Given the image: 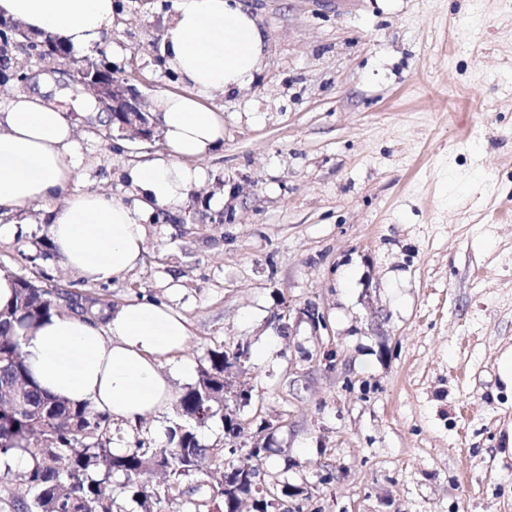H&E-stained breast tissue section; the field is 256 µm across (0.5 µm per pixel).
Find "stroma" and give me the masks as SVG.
Masks as SVG:
<instances>
[{
	"instance_id": "obj_1",
	"label": "stroma",
	"mask_w": 512,
	"mask_h": 512,
	"mask_svg": "<svg viewBox=\"0 0 512 512\" xmlns=\"http://www.w3.org/2000/svg\"><path fill=\"white\" fill-rule=\"evenodd\" d=\"M264 30L248 88L214 92L224 141L199 160L184 215L157 209L142 263L94 284L50 252L44 209L0 214V270L105 305L143 296L181 313L188 375L168 404L113 424L117 446L166 445L211 349L249 347L237 380L245 446L302 512H512V0H241ZM94 46L35 66L31 91L73 108L70 189L132 204L162 133L105 137L61 72L107 57L152 110L185 93L163 36L176 0H115ZM323 313L312 329L307 306ZM332 483H323L326 473ZM219 470L152 512H196Z\"/></svg>"
}]
</instances>
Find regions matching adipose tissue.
Returning a JSON list of instances; mask_svg holds the SVG:
<instances>
[{
    "label": "adipose tissue",
    "instance_id": "adipose-tissue-1",
    "mask_svg": "<svg viewBox=\"0 0 512 512\" xmlns=\"http://www.w3.org/2000/svg\"><path fill=\"white\" fill-rule=\"evenodd\" d=\"M0 16L73 48L98 42L114 20L112 0H0ZM264 47L257 18L240 0H177L164 52L189 91L155 99L168 156L139 168L131 206L68 192L79 165L72 118L39 95H15L0 108V208L42 205L59 261L87 280L105 283L135 269L146 251L145 223L159 207L181 212L204 177L196 160L224 141V115L204 97L253 83ZM188 336L182 316L144 300L113 307L103 321L54 314L28 335L23 351L43 391L135 424L170 399L161 366L184 351Z\"/></svg>",
    "mask_w": 512,
    "mask_h": 512
}]
</instances>
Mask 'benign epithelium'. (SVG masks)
Masks as SVG:
<instances>
[{"instance_id": "benign-epithelium-1", "label": "benign epithelium", "mask_w": 512, "mask_h": 512, "mask_svg": "<svg viewBox=\"0 0 512 512\" xmlns=\"http://www.w3.org/2000/svg\"><path fill=\"white\" fill-rule=\"evenodd\" d=\"M67 79L80 84L92 91L98 107L112 115L116 121L117 131H131L142 140L153 137L152 125L143 108L140 95L127 82L109 79L93 64L88 63L66 73ZM249 403L246 390L235 385L233 376L224 371V405Z\"/></svg>"}]
</instances>
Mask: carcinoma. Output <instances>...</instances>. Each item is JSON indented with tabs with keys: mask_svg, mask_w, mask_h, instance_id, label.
Segmentation results:
<instances>
[{
	"mask_svg": "<svg viewBox=\"0 0 512 512\" xmlns=\"http://www.w3.org/2000/svg\"><path fill=\"white\" fill-rule=\"evenodd\" d=\"M20 46L24 57L9 53ZM38 42L25 32L0 34V75L29 70L32 60H43ZM30 280L16 279L10 304L0 308V387L18 390L21 408L0 407V466L11 470L10 461L26 456L31 465L19 477L8 501L13 512H112L119 490L145 510L153 493L140 481L154 464L169 475L167 491L181 479L200 472L211 462L213 449L202 444L197 429L224 415V365L228 353L208 352V365L196 382L178 399L183 422L169 430L161 448L139 445L116 450L111 447L112 418L89 404L56 398L31 377L25 364L22 342L43 320L60 311L56 288H31ZM269 448H249L244 459L232 464L235 478L229 488H219L220 512H239L241 503L252 501L254 512H272L274 500L292 495L286 481L263 482ZM266 490H259L260 486Z\"/></svg>",
	"mask_w": 512,
	"mask_h": 512,
	"instance_id": "cac0c4a2",
	"label": "carcinoma"
}]
</instances>
